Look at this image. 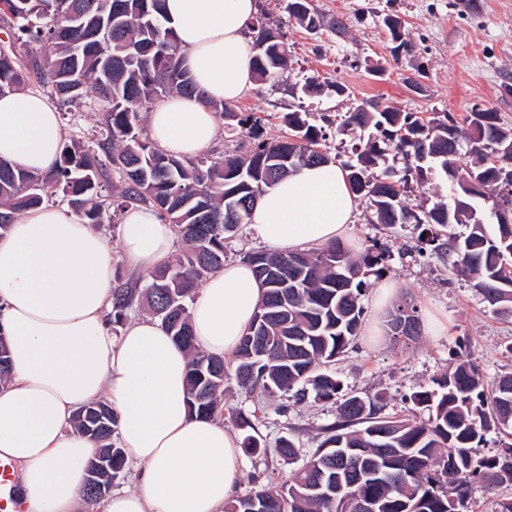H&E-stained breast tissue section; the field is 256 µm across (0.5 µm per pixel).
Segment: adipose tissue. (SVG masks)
Segmentation results:
<instances>
[{
	"mask_svg": "<svg viewBox=\"0 0 512 512\" xmlns=\"http://www.w3.org/2000/svg\"><path fill=\"white\" fill-rule=\"evenodd\" d=\"M256 12V0H165L184 64L209 98L172 95L149 113L150 136L165 153L189 158L206 148L218 131L213 105L252 87ZM64 136L40 92L0 96V160L46 172ZM356 209L346 171L329 163L268 189L250 226L274 251L311 250L345 238ZM176 251L171 225L141 205L125 210L116 246L70 209L47 205L22 212L0 236V331L12 363L0 382V458L20 467L26 512H78L98 443L73 419L101 398L120 417L118 443L135 469L134 487L112 491L101 512H224L240 493L238 436L188 409L186 350L151 317L117 332L108 322L118 264L146 277ZM262 294L248 264L225 263L190 308L197 348L233 356Z\"/></svg>",
	"mask_w": 512,
	"mask_h": 512,
	"instance_id": "ef3b65f1",
	"label": "adipose tissue"
}]
</instances>
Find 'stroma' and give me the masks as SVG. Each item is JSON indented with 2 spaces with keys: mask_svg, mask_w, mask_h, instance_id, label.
I'll use <instances>...</instances> for the list:
<instances>
[{
  "mask_svg": "<svg viewBox=\"0 0 512 512\" xmlns=\"http://www.w3.org/2000/svg\"><path fill=\"white\" fill-rule=\"evenodd\" d=\"M288 38V68L277 77L255 82L234 104L236 113L262 117L267 140L288 134L285 113L304 109L310 123L320 115L343 116L360 107L391 104L421 116L448 112L463 120L481 109L497 112L503 127L512 129V0H310L311 8L326 17L340 18L345 29L310 33L286 9L287 0H257ZM399 18L412 52L394 55V44L384 24ZM325 82L322 95L308 98L301 92L306 78ZM344 93H337L336 85ZM66 141L99 139L101 108L87 100L81 108L60 106ZM216 140L202 154L217 161L225 154L245 152L253 142L249 127L229 129L224 115H217ZM353 254H363L378 244L390 256L380 276L368 279L362 298L364 322L379 320L378 335L359 333L353 346L332 364L331 370L346 390L361 397L384 395L390 416L427 420L428 414L413 406L411 394L433 377L446 372L460 351L488 377L512 373V315L493 312L468 281L451 275L438 257L424 255L410 260L403 253L417 243L413 225L377 223L367 199H359L349 231ZM394 284L397 298L416 306L420 323H442L443 332L421 331L419 338L403 341L392 336L386 312L375 309L376 291ZM281 399L249 394L235 381L224 385L225 428L237 430L239 413L259 411L256 427L264 448L244 456L240 484L250 489L254 479L272 476L284 482L322 439V429L334 421L333 402L306 400L281 411ZM292 438L299 448L295 460L283 458L278 443Z\"/></svg>",
  "mask_w": 512,
  "mask_h": 512,
  "instance_id": "1",
  "label": "stroma"
}]
</instances>
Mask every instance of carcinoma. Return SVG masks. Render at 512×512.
<instances>
[{
	"instance_id": "obj_1",
	"label": "carcinoma",
	"mask_w": 512,
	"mask_h": 512,
	"mask_svg": "<svg viewBox=\"0 0 512 512\" xmlns=\"http://www.w3.org/2000/svg\"><path fill=\"white\" fill-rule=\"evenodd\" d=\"M286 9L300 24L341 31V19ZM0 30L8 39L0 51V95L37 86L71 106L93 96L102 113L106 141L98 149L64 144L52 168L34 175L0 161V232L21 212L54 196L89 224L121 219L131 204L154 207L173 226L181 249L168 265L149 275L144 295L151 314L190 352V410L214 416L222 409L224 382L234 375L247 393L268 397L294 392L299 402L339 403L337 420L323 429L315 452L281 485L258 484L224 503V512H247L253 498L269 502L267 512H338L336 496L354 503L365 497L375 512H472L471 491L479 483L494 490L512 484V374L487 377L468 357L414 392L410 400L428 412L425 423L385 413L384 397L363 398L344 389L327 371L358 336L367 280L381 273L388 250L375 245L352 257L339 243L291 253L248 251L250 265L265 288L257 313L234 355V370L194 345L190 304L198 284L224 267L227 240L248 223L257 199L278 180L316 164L333 163L324 149L326 134L306 112H288L290 137L260 138L261 119L222 106L229 118L251 124L255 142L244 156L220 161L168 155L136 130L137 113L150 98L180 94L206 104L205 92L184 65L183 51L163 16L149 0H0ZM255 75L273 78L288 61L281 29L258 13L252 21ZM33 53L24 64L17 50ZM461 136L447 112L419 116L389 105L360 109L338 127L363 131L344 163L350 188L374 207L381 224H412L422 246L442 255L448 269L472 283L495 312L512 313V223L499 222L512 210V181L500 177L493 160L512 152V130L486 110L469 116ZM467 154L465 169L457 166ZM404 161L393 179L387 158ZM446 176L453 198H436L415 211L404 204L411 185ZM129 288L113 289L110 324L116 333L128 319ZM239 415L250 430L243 449L261 448L254 418ZM119 416L104 400L80 408L77 428L112 448V470L99 474L107 484L125 468L123 450L112 441ZM383 431L386 437L372 438ZM502 449L483 454L480 447Z\"/></svg>"
}]
</instances>
